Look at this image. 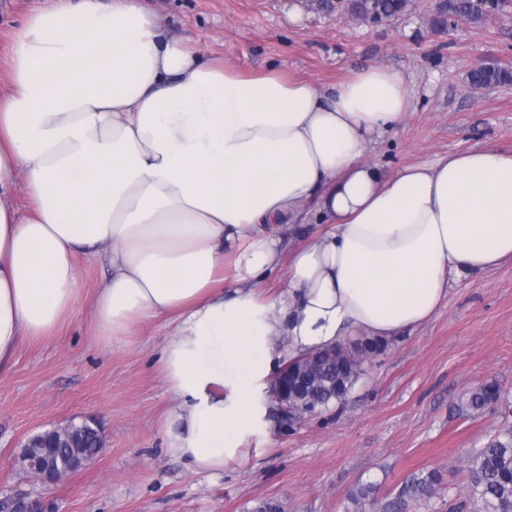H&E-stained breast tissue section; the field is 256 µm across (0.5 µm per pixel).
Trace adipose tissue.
<instances>
[{
  "label": "adipose tissue",
  "instance_id": "adipose-tissue-1",
  "mask_svg": "<svg viewBox=\"0 0 512 512\" xmlns=\"http://www.w3.org/2000/svg\"><path fill=\"white\" fill-rule=\"evenodd\" d=\"M8 66L0 365L87 297L77 255L105 254L93 341L169 325L163 436L197 470L222 472L263 423L283 363L356 334L401 336L432 318L452 275L512 261V155L487 146L390 176L363 161L412 106L393 67L324 92L274 68L245 75L170 39L141 0H45ZM310 204L327 230L283 257L278 227Z\"/></svg>",
  "mask_w": 512,
  "mask_h": 512
}]
</instances>
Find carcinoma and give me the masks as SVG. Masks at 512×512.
<instances>
[{
	"instance_id": "carcinoma-1",
	"label": "carcinoma",
	"mask_w": 512,
	"mask_h": 512,
	"mask_svg": "<svg viewBox=\"0 0 512 512\" xmlns=\"http://www.w3.org/2000/svg\"><path fill=\"white\" fill-rule=\"evenodd\" d=\"M409 0H350L349 12L382 23L400 14ZM497 8V0H448V14L460 15L472 24L482 22L488 13ZM512 80V73L493 65H479L469 74L473 86L487 87ZM384 345L380 339L357 342L353 347H339L316 356L308 366L309 387L303 399L296 403L302 413H313L330 403L345 399L357 381L364 358ZM501 397L497 381L487 380L468 395L466 406L481 411ZM61 457L70 461L76 456L99 453L95 428L87 421L69 424L56 429ZM439 471L414 476L402 494L418 499L430 498L441 484ZM467 494L473 512H512V426L502 428L483 447L475 449L469 466ZM357 506L377 502L376 489L365 484L351 496Z\"/></svg>"
}]
</instances>
